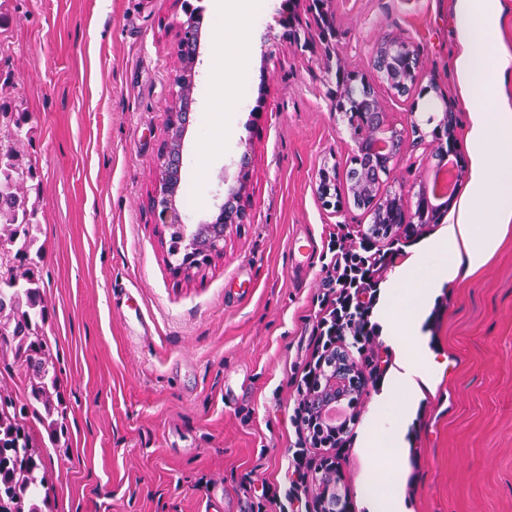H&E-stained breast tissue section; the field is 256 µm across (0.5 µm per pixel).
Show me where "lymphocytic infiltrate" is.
Returning <instances> with one entry per match:
<instances>
[{"mask_svg": "<svg viewBox=\"0 0 512 512\" xmlns=\"http://www.w3.org/2000/svg\"><path fill=\"white\" fill-rule=\"evenodd\" d=\"M330 260L324 263L325 289L318 296L305 357L289 380L293 393L290 416L295 434L292 475L283 491L262 495L256 512H314L322 485L342 494L343 476L335 451L350 439L355 412L318 434L311 404L320 378L330 371L329 361L342 352L359 364L372 387L383 384L390 365L380 342L382 328L373 319L381 285L403 256L400 248L373 249L352 239L347 225H337L327 243Z\"/></svg>", "mask_w": 512, "mask_h": 512, "instance_id": "f902f5d3", "label": "lymphocytic infiltrate"}]
</instances>
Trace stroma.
<instances>
[{
  "instance_id": "obj_1",
  "label": "stroma",
  "mask_w": 512,
  "mask_h": 512,
  "mask_svg": "<svg viewBox=\"0 0 512 512\" xmlns=\"http://www.w3.org/2000/svg\"><path fill=\"white\" fill-rule=\"evenodd\" d=\"M455 0H333L330 48L294 46L270 0L247 35L250 104L231 160L184 173L192 220L250 161V223L228 232L222 257L174 277L147 196L177 65L180 0H0V96L29 112L23 155L36 169L46 320L66 429L52 437L12 353L0 354V395L23 405L42 453L44 512H250V484L279 488L294 451L287 379L314 319L313 298L335 225L365 210L325 211L320 168L346 169L350 139L336 111V68L369 70L384 37L413 42L424 78L404 96L382 91L406 126L401 172L428 186L434 159L410 132L445 104L464 142L468 110L456 74ZM311 243V264L295 244ZM429 349L436 386L403 398L404 452L364 448L340 465L351 512H386L371 459H395L408 512H512V229L488 264L447 288ZM143 313L147 336L127 319ZM421 468L408 494V449Z\"/></svg>"
}]
</instances>
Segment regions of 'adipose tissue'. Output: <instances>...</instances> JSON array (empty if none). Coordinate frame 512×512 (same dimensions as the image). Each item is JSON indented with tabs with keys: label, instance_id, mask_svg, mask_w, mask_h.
<instances>
[{
	"label": "adipose tissue",
	"instance_id": "obj_1",
	"mask_svg": "<svg viewBox=\"0 0 512 512\" xmlns=\"http://www.w3.org/2000/svg\"><path fill=\"white\" fill-rule=\"evenodd\" d=\"M262 9V0H213L216 52L210 78L223 85L224 96L200 128L204 149L187 161L194 171L204 170L212 154L230 150L235 117L249 104L245 32L259 22ZM502 11L501 0L455 2L457 76L469 104V180L451 222L415 249L386 283L387 306L382 318L391 321L396 308L411 307L414 315L404 332L413 336L414 347L400 358L393 372V392L369 421L365 434L369 448L378 442L400 447L403 416L397 394L416 392L420 384L429 385L434 380L433 364L421 331L424 300L435 290L484 267L498 249L504 228L512 223V99L504 96L494 105H486L478 80L479 72L487 68L499 79L512 71V54L499 47Z\"/></svg>",
	"mask_w": 512,
	"mask_h": 512
}]
</instances>
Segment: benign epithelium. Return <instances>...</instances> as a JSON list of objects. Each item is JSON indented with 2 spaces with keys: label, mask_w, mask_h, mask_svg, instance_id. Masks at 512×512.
I'll list each match as a JSON object with an SVG mask.
<instances>
[{
  "label": "benign epithelium",
  "mask_w": 512,
  "mask_h": 512,
  "mask_svg": "<svg viewBox=\"0 0 512 512\" xmlns=\"http://www.w3.org/2000/svg\"><path fill=\"white\" fill-rule=\"evenodd\" d=\"M297 0H284L280 16L281 25L290 31V38L298 42L301 34L297 15L291 5ZM198 56L183 61L185 75L170 78L167 106L168 137L160 144L154 160L156 176L149 192V208L156 218L158 233L167 229L177 230L178 244L170 249L175 261L169 263L172 274L186 278L193 270L224 254V241L230 229L251 221L250 204L246 195L249 181L248 159L242 158L238 184L225 191L217 205L218 214L212 220L196 224L185 222L178 200L179 176L183 167L185 139L192 125L191 110L181 111L180 104L186 96L191 81L196 78ZM374 67L387 88L405 93L423 78L420 57L416 47L407 40L385 39L376 48ZM336 108L342 110L347 122L354 173L347 180L339 168H322L316 178V193L322 207L335 214L345 203L366 210L372 217L370 234L374 238H390L400 233L417 234L427 224H435L441 211L449 207L454 195L448 196L444 207L431 205L425 189L411 201L403 185L390 191L385 182L396 179L406 142L405 129L386 112L383 101L366 83L357 87L352 83L339 85L336 91ZM455 115L445 106L442 118L431 131L432 140H425L421 128L412 126L418 133L417 143L425 145L426 157L448 156L456 152L454 134ZM366 385L357 366L345 357L333 364L331 373L320 383L316 407L330 406L338 401L361 396Z\"/></svg>",
  "instance_id": "1"
}]
</instances>
